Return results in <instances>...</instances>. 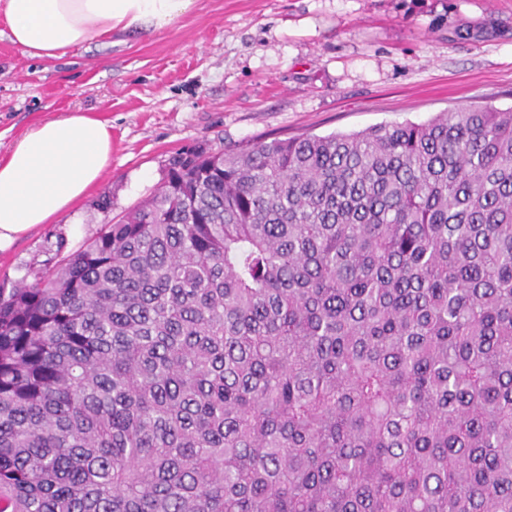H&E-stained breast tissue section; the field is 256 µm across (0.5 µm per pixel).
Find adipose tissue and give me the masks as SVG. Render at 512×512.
<instances>
[{
	"mask_svg": "<svg viewBox=\"0 0 512 512\" xmlns=\"http://www.w3.org/2000/svg\"><path fill=\"white\" fill-rule=\"evenodd\" d=\"M196 0H0L10 42L45 64L113 34L155 33ZM112 159V126L74 110L22 134L0 157V252L47 224L99 182Z\"/></svg>",
	"mask_w": 512,
	"mask_h": 512,
	"instance_id": "obj_1",
	"label": "adipose tissue"
}]
</instances>
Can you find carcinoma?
Listing matches in <instances>:
<instances>
[{
    "label": "carcinoma",
    "instance_id": "carcinoma-1",
    "mask_svg": "<svg viewBox=\"0 0 512 512\" xmlns=\"http://www.w3.org/2000/svg\"><path fill=\"white\" fill-rule=\"evenodd\" d=\"M0 512H512V107L186 150L0 287Z\"/></svg>",
    "mask_w": 512,
    "mask_h": 512
}]
</instances>
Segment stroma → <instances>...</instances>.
I'll list each match as a JSON object with an SVG mask.
<instances>
[{"label":"stroma","mask_w":512,"mask_h":512,"mask_svg":"<svg viewBox=\"0 0 512 512\" xmlns=\"http://www.w3.org/2000/svg\"><path fill=\"white\" fill-rule=\"evenodd\" d=\"M462 25L489 33L461 39ZM483 101L512 107V0H196L165 31L50 66L0 34V157L69 110L112 124L101 182L1 254L0 282L52 268L58 242L79 249L150 196L184 149L423 122Z\"/></svg>","instance_id":"stroma-1"}]
</instances>
